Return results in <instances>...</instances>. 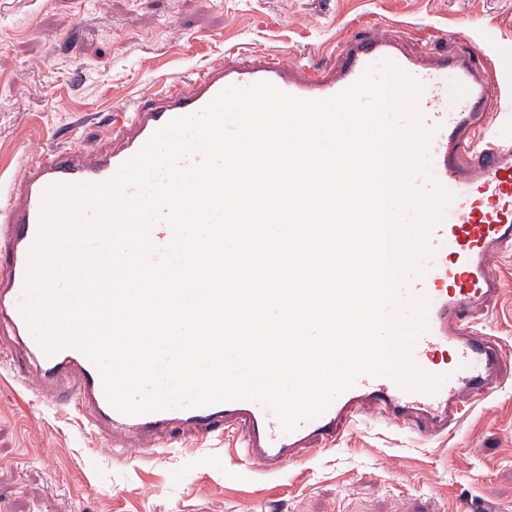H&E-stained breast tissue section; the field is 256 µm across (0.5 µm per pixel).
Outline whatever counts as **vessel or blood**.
<instances>
[{
	"instance_id": "vessel-or-blood-1",
	"label": "vessel or blood",
	"mask_w": 512,
	"mask_h": 512,
	"mask_svg": "<svg viewBox=\"0 0 512 512\" xmlns=\"http://www.w3.org/2000/svg\"><path fill=\"white\" fill-rule=\"evenodd\" d=\"M328 53L331 63L314 64L228 48L220 62L168 79L149 100L135 99L105 116L103 149L89 154L68 144L53 147L28 160L0 190V250L8 255L6 266H0V359L16 379L48 393L52 404L73 410L86 432L111 441L114 457L128 458L135 448L148 458L184 429L210 438L231 431L239 460L283 470L305 461L312 446L333 445L342 421L361 408H371L386 425L430 437L447 430L463 399L484 398L496 388L503 348L475 328L474 319L502 290L492 259L512 249V143L487 123L489 99L507 101L512 93L466 43L413 51L406 33L365 27L346 34ZM386 60L423 86L417 109L431 138L426 166L411 184L421 192L440 186L454 196L427 234L430 254L421 261L422 274L400 288L402 295L428 301L427 329L414 342L411 358L424 372L444 376L437 392L407 390L391 378L363 375L322 415L287 433L273 413L246 400L125 415L109 404L100 373L84 353L73 347L45 353L22 307L46 189L109 180L158 129L200 112L227 87L267 81L298 98L327 99L353 84L366 67ZM452 83L463 90L453 100L448 97Z\"/></svg>"
}]
</instances>
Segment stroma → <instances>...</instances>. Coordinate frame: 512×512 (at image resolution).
I'll return each instance as SVG.
<instances>
[{
  "mask_svg": "<svg viewBox=\"0 0 512 512\" xmlns=\"http://www.w3.org/2000/svg\"><path fill=\"white\" fill-rule=\"evenodd\" d=\"M362 21L414 48L473 37L512 77V0H0V183L61 141L100 148V117L225 47L297 61ZM493 268L503 290L478 324L504 349L500 384L445 435L423 442L365 410L334 451L280 475L234 470L217 440L121 462L0 369V512H512V251Z\"/></svg>",
  "mask_w": 512,
  "mask_h": 512,
  "instance_id": "35a3bbf8",
  "label": "stroma"
}]
</instances>
